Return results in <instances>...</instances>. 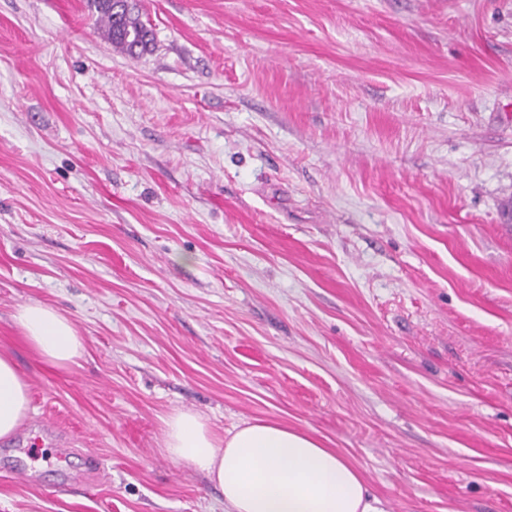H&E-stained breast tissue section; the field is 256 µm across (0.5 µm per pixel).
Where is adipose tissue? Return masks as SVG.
Masks as SVG:
<instances>
[{
	"label": "adipose tissue",
	"instance_id": "ef3b65f1",
	"mask_svg": "<svg viewBox=\"0 0 512 512\" xmlns=\"http://www.w3.org/2000/svg\"><path fill=\"white\" fill-rule=\"evenodd\" d=\"M28 347L64 369L84 352L68 317L43 303L15 315ZM29 386L11 354L0 352V439L29 416ZM163 448L203 472L224 495V512H384L359 473L311 434L277 421H256L217 436L206 420L178 411L164 421Z\"/></svg>",
	"mask_w": 512,
	"mask_h": 512
}]
</instances>
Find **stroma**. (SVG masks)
<instances>
[{"instance_id":"35a3bbf8","label":"stroma","mask_w":512,"mask_h":512,"mask_svg":"<svg viewBox=\"0 0 512 512\" xmlns=\"http://www.w3.org/2000/svg\"><path fill=\"white\" fill-rule=\"evenodd\" d=\"M139 7L132 57L0 0V512H224L181 410L310 432L385 512H512V0ZM15 319L26 344L42 362L65 369L82 356V337L73 321L56 309L29 302L18 308ZM29 386L13 356L0 352V439L14 436L29 416Z\"/></svg>"}]
</instances>
